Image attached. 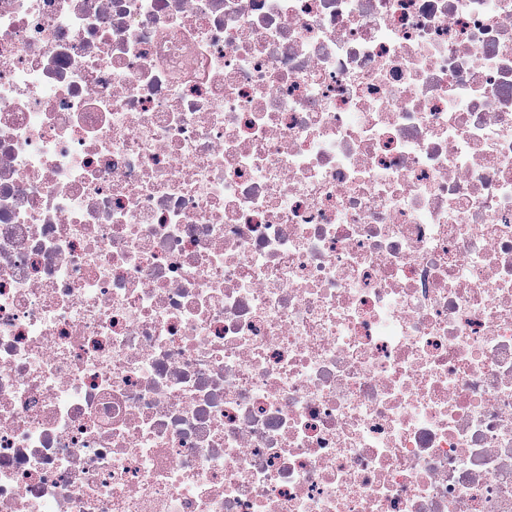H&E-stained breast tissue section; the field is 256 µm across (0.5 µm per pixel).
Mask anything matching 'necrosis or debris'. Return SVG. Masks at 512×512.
I'll list each match as a JSON object with an SVG mask.
<instances>
[{
	"label": "necrosis or debris",
	"mask_w": 512,
	"mask_h": 512,
	"mask_svg": "<svg viewBox=\"0 0 512 512\" xmlns=\"http://www.w3.org/2000/svg\"><path fill=\"white\" fill-rule=\"evenodd\" d=\"M0 512H512V0H0Z\"/></svg>",
	"instance_id": "obj_1"
}]
</instances>
